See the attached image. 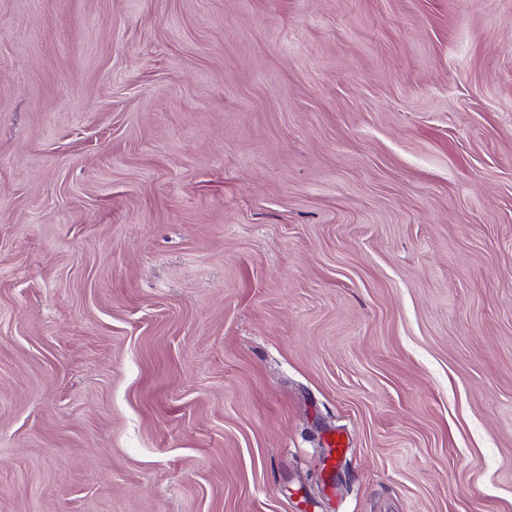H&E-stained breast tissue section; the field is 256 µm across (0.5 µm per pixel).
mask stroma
Wrapping results in <instances>:
<instances>
[{"label":"stroma","mask_w":512,"mask_h":512,"mask_svg":"<svg viewBox=\"0 0 512 512\" xmlns=\"http://www.w3.org/2000/svg\"><path fill=\"white\" fill-rule=\"evenodd\" d=\"M0 512H512V0H0Z\"/></svg>","instance_id":"obj_1"}]
</instances>
